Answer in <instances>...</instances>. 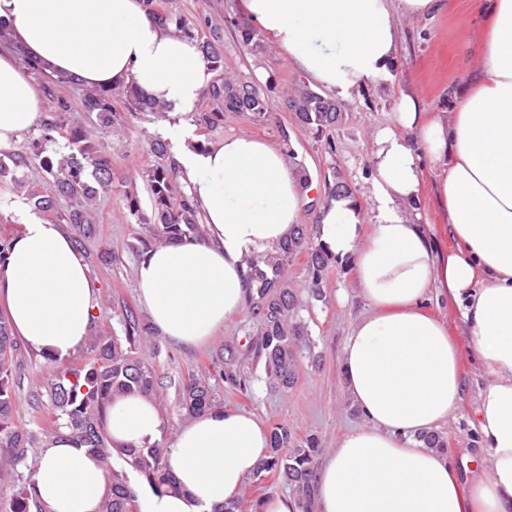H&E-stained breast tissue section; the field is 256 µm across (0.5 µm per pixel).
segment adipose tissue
<instances>
[{
    "label": "adipose tissue",
    "mask_w": 512,
    "mask_h": 512,
    "mask_svg": "<svg viewBox=\"0 0 512 512\" xmlns=\"http://www.w3.org/2000/svg\"><path fill=\"white\" fill-rule=\"evenodd\" d=\"M485 21L483 63L452 111L428 113L401 91L392 127L375 135L370 214L351 198L321 208L318 241L349 263L366 307L341 347L347 399L363 424L339 439L315 470L317 512H512V0H477ZM446 0H237L242 22L293 67L336 97L398 80L395 17H430ZM0 149L35 127L43 103L29 64L92 87L135 85L170 103L167 129L181 182L210 237L146 253L135 278L154 327L197 345L249 300L246 257L288 240L305 201L300 178L277 145L241 132L195 146L193 111L210 82L196 40L161 25L143 0H0ZM431 167L443 230L410 212ZM0 263V305L29 349L64 364L88 340L98 294L69 234L35 213ZM459 307L456 330L441 313ZM481 379L473 408L480 446L469 473L425 447L422 434L458 411L464 358ZM153 400L114 399L115 445L157 441ZM269 446L252 413L217 408L182 426L168 466L179 489L148 491L140 512H214L239 498ZM43 512H100L109 471L59 436L35 473Z\"/></svg>",
    "instance_id": "ef3b65f1"
}]
</instances>
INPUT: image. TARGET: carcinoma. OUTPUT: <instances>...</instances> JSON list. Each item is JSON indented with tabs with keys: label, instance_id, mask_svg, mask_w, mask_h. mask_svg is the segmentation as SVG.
Here are the masks:
<instances>
[{
	"label": "carcinoma",
	"instance_id": "1",
	"mask_svg": "<svg viewBox=\"0 0 512 512\" xmlns=\"http://www.w3.org/2000/svg\"><path fill=\"white\" fill-rule=\"evenodd\" d=\"M152 17L162 25L174 24L184 35L199 42L207 69L215 73L204 92L207 109L191 113V122L208 135L224 128V114L238 112L255 123L266 120L268 97L248 82H231L224 76V43L212 30L207 15L190 20L164 6V0H146ZM225 23L237 28L242 46L259 48L258 33L225 18ZM124 110L114 104L111 88H102L84 95L83 112L90 125L115 127L139 120L145 115L158 119L164 105L147 97L134 84L123 87ZM296 117L305 128L323 131L341 120L336 101L305 88L292 99ZM71 110L69 101L56 98L54 111L45 118L39 135L30 137L10 155V163L0 161V185L20 186L23 180L18 171L35 167L52 194L31 192L30 201L41 212L55 209L56 200L63 199L68 207L60 219L82 227L78 248L94 236L96 228L88 218L87 203L112 188L111 161L92 132L83 125L67 124L64 113ZM65 140L70 153L57 157L53 146ZM153 163L143 173L151 196L152 213L145 216L137 196L125 192L130 214L139 224L147 225V235L138 238L142 249L153 243L171 244L182 237L205 240L204 224L199 208L182 185L170 160L169 148L159 134L149 136ZM304 252L311 273L310 288L316 298L321 295L322 272L331 254L308 236V225L299 224L293 238L283 245L246 261L251 295L249 306L257 328L255 354L264 359L268 380L286 390L294 383L299 365L300 343L305 338V326L298 320L297 296L288 285L284 270L288 260ZM123 337L97 334L93 338V353L78 367H51L47 379V395L56 411L57 435L63 429L77 445L107 461L121 457L127 465L141 474L160 491H177V483L167 465L168 450L160 444L142 448H112L105 429L107 412L114 398L131 394L151 397L157 390V373L153 365L134 356L136 342L156 329L127 309L118 314ZM19 351L18 340L12 335L8 320L0 316V447L11 450V456L0 462L12 470L14 481L9 494L0 493V512H42L38 502L33 472L18 471L28 449L36 447L38 433L18 427L14 421L18 398L14 388L13 360ZM216 407L209 384L193 379L184 384L179 408L188 416H197ZM321 451L318 439L299 440L286 425L277 424L270 432V448L260 463L258 473H271L295 488L300 494L302 512H312L315 499L313 473ZM111 490L101 512H140L138 496L123 470H110Z\"/></svg>",
	"mask_w": 512,
	"mask_h": 512
}]
</instances>
